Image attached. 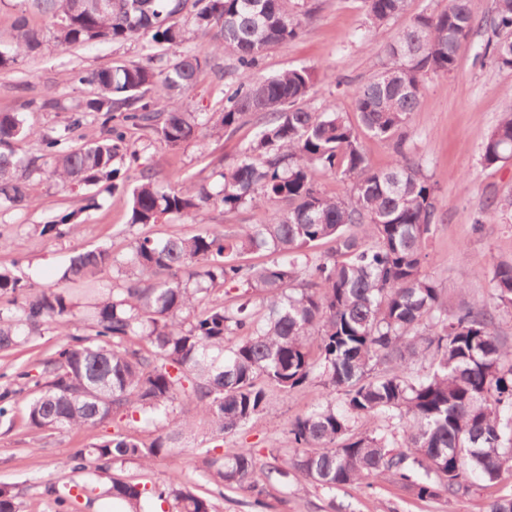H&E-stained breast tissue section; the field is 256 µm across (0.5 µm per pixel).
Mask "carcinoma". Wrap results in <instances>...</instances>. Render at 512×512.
<instances>
[{"label":"carcinoma","mask_w":512,"mask_h":512,"mask_svg":"<svg viewBox=\"0 0 512 512\" xmlns=\"http://www.w3.org/2000/svg\"><path fill=\"white\" fill-rule=\"evenodd\" d=\"M50 16L58 46L143 40L147 47L178 48L194 36L210 37L213 50H230L240 73L216 124L234 130L249 114L263 123L234 166L211 186L163 191L149 164L139 165L130 193L131 223L156 224L172 216L193 220L216 207L275 205L265 224L232 230L207 228L192 235L135 240L120 257L107 245L71 255L59 285L37 288L28 275L0 270V352L34 344L50 329L56 344L34 375L23 362L0 373V418L24 401L34 434L91 429L130 411L156 434L150 442L116 431L78 449L63 462L72 473L111 477L108 493L130 512H216L213 497L229 489L268 508L249 448L230 454L201 448V482L172 479L149 488L111 476L114 465L176 462L201 422L222 438L265 412L273 390L333 388L343 402L326 400L298 417L289 434L293 454L263 471L265 481L288 484L296 475L336 490L396 477L421 500L449 498L472 487L512 481V348L496 331L512 309V263H494L488 297L448 312L443 289L422 272L426 242L437 221L435 184L406 148L405 129L423 104L424 79L445 77L477 24L472 0H447L416 15L385 48L388 61L353 93L365 131L392 139L397 160L375 170L359 132L331 106L302 105L314 86L312 70L292 68L258 79L253 71L272 46L295 39L309 11L289 0H30ZM373 25L407 10L409 0H365ZM188 12L193 29L179 22ZM494 38L477 57L512 69V0H495L485 20ZM14 54L41 48L26 11L14 20ZM149 52L137 64H117L77 75L96 86L83 112L54 136L41 138L40 154L25 158L13 141L27 133L18 112H0V201L29 207L28 182L48 173L64 185L128 187L123 161L125 128L154 132L169 146L196 137L211 119L170 105L195 87L198 55L185 52L166 67ZM107 132L78 148L70 134L86 114ZM512 157V112L502 114L482 145L483 164ZM352 180L349 195L329 197L315 173ZM334 247L311 255L317 242ZM264 251L258 266L237 261ZM120 274L112 287H87L88 276ZM236 291L226 305L214 292ZM96 295L91 313L79 302ZM360 418L383 419L351 433ZM58 512H70L68 483L43 486ZM22 493L0 487V512H22Z\"/></svg>","instance_id":"cac0c4a2"}]
</instances>
